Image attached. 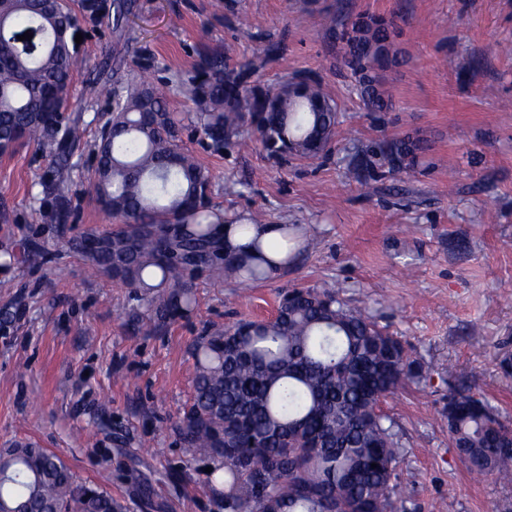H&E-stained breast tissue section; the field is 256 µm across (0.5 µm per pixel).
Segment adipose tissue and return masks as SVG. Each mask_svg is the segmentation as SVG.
<instances>
[{"label": "adipose tissue", "mask_w": 512, "mask_h": 512, "mask_svg": "<svg viewBox=\"0 0 512 512\" xmlns=\"http://www.w3.org/2000/svg\"><path fill=\"white\" fill-rule=\"evenodd\" d=\"M224 239V249L242 257L249 264L264 268L268 277H276L284 268L281 254L273 246L282 237L279 224H253L248 233H241L238 225L222 224L218 227Z\"/></svg>", "instance_id": "obj_1"}]
</instances>
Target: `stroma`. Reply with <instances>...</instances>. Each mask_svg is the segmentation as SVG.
<instances>
[{
    "mask_svg": "<svg viewBox=\"0 0 512 512\" xmlns=\"http://www.w3.org/2000/svg\"><path fill=\"white\" fill-rule=\"evenodd\" d=\"M123 34L84 29L78 52L89 79L125 78L140 50L154 54L153 82L193 73L203 49L228 65L278 47L259 74L274 84L312 73L334 97L339 125L318 158L278 161L241 133L217 156L184 145L213 176L228 224L258 215L305 230L276 280L246 287L196 283L200 307L167 327L129 320V288L90 271L67 242L113 220L86 193L100 109L73 98L89 135L75 148L69 194L79 221L54 224L41 177L47 155L24 146L0 156V251L44 245L40 266L0 267V448L34 442L80 479L105 485L128 512H224L203 462L182 452L176 424L192 392L191 344L203 330L269 318L280 293L335 284L398 336L429 381L388 397L405 454L402 512H512V484L471 475L441 421L448 381L472 385L512 425V0H341L344 12L397 18L403 63L386 73L393 108L369 116L338 48L314 26L310 0H129ZM411 136L423 150L400 179L349 172L355 148Z\"/></svg>",
    "mask_w": 512,
    "mask_h": 512,
    "instance_id": "1",
    "label": "stroma"
}]
</instances>
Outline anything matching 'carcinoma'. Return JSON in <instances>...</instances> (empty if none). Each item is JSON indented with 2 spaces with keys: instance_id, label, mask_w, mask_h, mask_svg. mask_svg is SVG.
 Listing matches in <instances>:
<instances>
[{
  "instance_id": "obj_1",
  "label": "carcinoma",
  "mask_w": 512,
  "mask_h": 512,
  "mask_svg": "<svg viewBox=\"0 0 512 512\" xmlns=\"http://www.w3.org/2000/svg\"><path fill=\"white\" fill-rule=\"evenodd\" d=\"M127 0H0V155L21 144L54 161L42 186L55 199L57 224L77 223L69 197L72 149L87 135L79 115L67 114L74 75L85 59L69 34L121 21ZM340 45L363 108L390 110L386 71L403 61L394 20L379 16L314 15ZM32 34L19 40L24 33ZM386 49L383 57L372 47ZM277 47L269 45L237 68L224 52L206 51L188 81L167 78L161 91L144 77L102 85L87 82L88 103L108 97L107 116L94 139L88 169L91 199L118 221L94 231L97 251L79 240L70 250L96 274L132 289L148 320L159 326L191 318L198 307L195 280L205 276L261 280L260 270L236 263L220 248L224 215L212 199V176L181 144L189 130L224 153L248 130L275 158H313L329 151L338 114L322 84L260 87L252 76ZM184 95L193 111L170 110ZM419 145L411 138L381 140L356 150L351 171L385 167L395 179L411 171ZM48 251L27 243L24 260L39 264ZM192 395L178 429L184 453L211 464L224 484V512H319L324 500L339 512H396L393 499L403 456L385 399L426 375L402 341L351 308L334 286L284 293L270 319L245 320L204 331L191 348ZM448 426L460 461L475 474L512 483V427L490 400L448 383ZM377 467H371V464ZM126 512L100 484L83 481L55 453L32 442L0 448L3 512Z\"/></svg>"
}]
</instances>
